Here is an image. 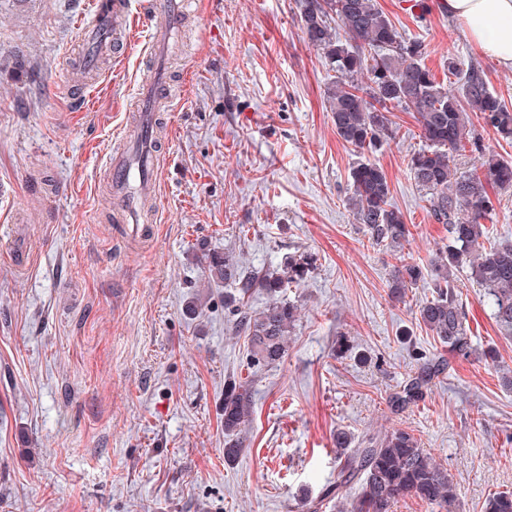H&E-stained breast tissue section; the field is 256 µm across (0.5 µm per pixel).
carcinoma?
<instances>
[{"instance_id": "cac0c4a2", "label": "carcinoma", "mask_w": 512, "mask_h": 512, "mask_svg": "<svg viewBox=\"0 0 512 512\" xmlns=\"http://www.w3.org/2000/svg\"><path fill=\"white\" fill-rule=\"evenodd\" d=\"M298 2L304 33L336 73L329 111L337 136L355 150L373 155L394 136V111L413 113L420 125L425 144L411 154L408 170L427 195L433 219L448 227V244L421 265L405 258L409 225L391 204L387 174L375 160L351 168L348 201L368 241L397 260L387 281L390 298L402 302L410 289L427 284L431 296L418 305L419 321L448 348L449 355L468 359L477 348L468 335L455 271L470 270L497 324L512 332V240H490L484 224L496 214L499 192L512 190V162L487 152L469 113L479 114L485 126L512 143V108L490 92L476 69L464 74L458 93L438 82L424 63L423 43L404 38L377 0ZM333 22L342 33L333 31ZM466 153L476 156L478 164L462 171L456 157ZM206 264L208 282L230 287L224 293V310L233 316V333L248 339L249 363L268 367L282 362L300 315L299 306L285 293L305 282L311 258L290 256L276 269L256 271L247 268L243 253L229 246L222 253L206 254ZM256 289L268 296L259 311L249 305ZM442 370L438 360L423 362L389 396L390 407L402 411L421 400ZM252 408L249 382L224 381L225 459L235 458L244 448L241 432ZM350 485L358 486V496L349 512H391L405 496L440 506L456 500L448 470L403 429L373 435L343 454L336 482L326 486L320 498L303 501L304 512H320L325 500L342 496ZM486 512H512V491L490 495Z\"/></svg>"}]
</instances>
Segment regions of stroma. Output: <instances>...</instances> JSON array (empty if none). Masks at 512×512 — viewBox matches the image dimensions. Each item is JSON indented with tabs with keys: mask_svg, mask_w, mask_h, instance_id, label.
Instances as JSON below:
<instances>
[{
	"mask_svg": "<svg viewBox=\"0 0 512 512\" xmlns=\"http://www.w3.org/2000/svg\"><path fill=\"white\" fill-rule=\"evenodd\" d=\"M90 2L0 0V512H299L336 477L337 432L358 443L394 428L447 468L458 512L512 491V334L467 273L458 283L473 341L496 361L448 360L416 405L388 406L441 345L418 319L427 289L391 302L395 259L353 219L360 156L336 135L335 74L295 0H201L166 59L176 109L159 115L166 165L145 239L109 219L105 163L138 123L147 37L115 40L81 74ZM378 3L425 42L438 81L456 88L453 58L512 103V68L482 55L458 21L410 0ZM76 97L84 111H71ZM395 121L376 159L410 227L404 253L423 262L448 229L407 168L421 130L412 113ZM228 244L256 268L299 249L317 257L287 292L301 313L279 364L248 369L224 288L207 282L203 253ZM342 334L353 348L338 359ZM231 377L251 380L254 405L230 462Z\"/></svg>",
	"mask_w": 512,
	"mask_h": 512,
	"instance_id": "1",
	"label": "stroma"
}]
</instances>
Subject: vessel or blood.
Returning a JSON list of instances; mask_svg holds the SVG:
<instances>
[{
	"instance_id": "obj_1",
	"label": "vessel or blood",
	"mask_w": 512,
	"mask_h": 512,
	"mask_svg": "<svg viewBox=\"0 0 512 512\" xmlns=\"http://www.w3.org/2000/svg\"><path fill=\"white\" fill-rule=\"evenodd\" d=\"M192 0H144L137 17H130L126 0H114L111 16H99L97 32L106 36L110 21L129 20L134 26L150 29L152 54L158 62L151 75L141 81L135 101L140 110V121L135 130L123 138L124 150L109 162L111 185L118 194L112 209L114 223L125 225L132 237H146L152 232L142 216L145 193L156 188L158 170L155 164V114L163 107H172L168 80L159 62L163 60L170 42L174 41L187 19L193 16Z\"/></svg>"
}]
</instances>
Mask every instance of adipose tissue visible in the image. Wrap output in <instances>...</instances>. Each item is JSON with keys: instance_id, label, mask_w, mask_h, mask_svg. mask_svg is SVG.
I'll use <instances>...</instances> for the list:
<instances>
[{"instance_id": "obj_1", "label": "adipose tissue", "mask_w": 512, "mask_h": 512, "mask_svg": "<svg viewBox=\"0 0 512 512\" xmlns=\"http://www.w3.org/2000/svg\"><path fill=\"white\" fill-rule=\"evenodd\" d=\"M439 8L463 23L482 54L512 68V0H440Z\"/></svg>"}]
</instances>
